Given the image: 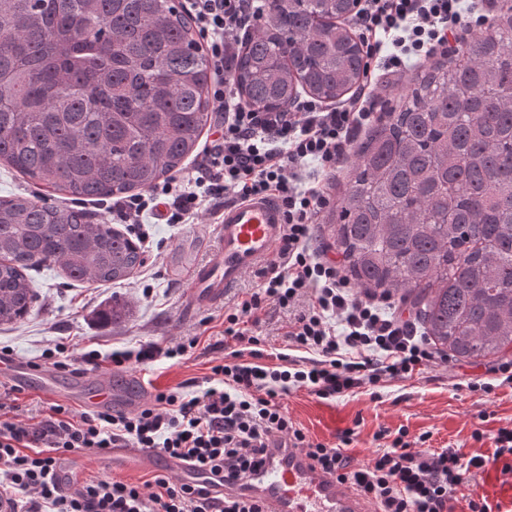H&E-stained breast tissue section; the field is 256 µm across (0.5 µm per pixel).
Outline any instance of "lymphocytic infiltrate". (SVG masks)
Here are the masks:
<instances>
[{
  "label": "lymphocytic infiltrate",
  "mask_w": 512,
  "mask_h": 512,
  "mask_svg": "<svg viewBox=\"0 0 512 512\" xmlns=\"http://www.w3.org/2000/svg\"><path fill=\"white\" fill-rule=\"evenodd\" d=\"M188 15L206 41L213 82V139L189 178H172L161 188L113 202L125 223H140L145 211L161 210L165 223L190 224L202 212L257 195L275 198L286 217L278 258L262 272L260 288L224 315V335L251 345L250 354L231 351L203 377V389L158 392L138 411L102 408L73 415L55 404L34 423L17 419L0 400V502L10 512H264L260 498L229 492L246 483L268 460L271 447L289 441L337 481L357 490L376 512H494L470 491L484 456L460 449L416 448L399 430L389 448L362 466L345 451L352 430L329 446L312 441L288 417L281 400L306 388L334 399L386 379H404L439 356L418 336L402 307L387 311L371 298L354 297L336 259L312 249L313 220L325 205L324 191L302 187L299 172L310 161L323 173L345 162L360 126L373 107L325 109L314 102L294 112H268L233 93L228 75L244 41L258 31L262 0H188ZM360 35L385 61L375 82L402 75L415 61L447 45L469 26L464 0H364L357 12ZM293 311L288 350L279 362L261 364L260 337L252 327L267 305ZM198 344L190 338L172 346L147 342L115 350L117 368L161 359L181 360ZM157 450L190 467L208 471L209 483L189 484L167 474L139 485L96 480L63 491L54 479L59 455L89 449Z\"/></svg>",
  "instance_id": "obj_1"
}]
</instances>
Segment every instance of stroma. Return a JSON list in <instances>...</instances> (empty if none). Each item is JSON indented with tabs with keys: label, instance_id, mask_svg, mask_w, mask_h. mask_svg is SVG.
Here are the masks:
<instances>
[{
	"label": "stroma",
	"instance_id": "stroma-1",
	"mask_svg": "<svg viewBox=\"0 0 512 512\" xmlns=\"http://www.w3.org/2000/svg\"><path fill=\"white\" fill-rule=\"evenodd\" d=\"M124 232L139 239L142 266L127 279L106 285L75 283L52 267L30 271L37 295L34 307L16 324L0 325V348L11 358L29 363L36 373L63 360L57 344H65L78 354L96 350L101 354L97 363L71 361L57 371L58 377L68 382L82 375L94 386L122 374L136 376L150 396L203 377L210 366L236 349L235 341L224 338V311L258 287L262 280L259 271L246 274L221 305L193 313L186 307L189 268L216 242L213 217L205 212L194 224H167L150 212L141 224L125 227ZM114 298L126 304L127 314L109 323L100 321L97 311ZM291 318L283 309L262 311L257 332L265 338L260 347L263 362H274L276 353L283 351ZM192 336L199 337L200 343L180 364L160 360L132 364L119 371L105 358L115 349H135L146 342L173 345ZM497 363L494 356L477 360L451 357L413 377L380 383L372 393L360 390L324 400L299 389L285 396L282 405L292 422L314 441L334 445L345 429H354L356 438L348 453L358 464L367 463L390 446L393 434L402 428L409 440L426 436V445L432 449L450 446L468 456L487 455L493 451L492 437L497 429L512 425V388L498 387L481 395L462 389L460 383L470 377L490 378ZM482 413L487 416L483 422L478 419ZM477 430L482 432V439L474 438ZM83 456L85 465L77 476L81 483L114 478L140 484L166 472L168 463L166 457L154 452L148 464L137 467H113L111 456L89 450Z\"/></svg>",
	"mask_w": 512,
	"mask_h": 512
}]
</instances>
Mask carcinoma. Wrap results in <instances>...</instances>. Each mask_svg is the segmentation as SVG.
<instances>
[{
    "mask_svg": "<svg viewBox=\"0 0 512 512\" xmlns=\"http://www.w3.org/2000/svg\"><path fill=\"white\" fill-rule=\"evenodd\" d=\"M353 0H267L233 83L283 110L335 101L366 69L342 25ZM211 70L171 0H0V161L70 195L0 198V324L36 299L28 271L114 283L140 246L84 207L182 170L211 119ZM329 224L348 278L400 297L459 359L512 346V15L435 61L357 146Z\"/></svg>",
    "mask_w": 512,
    "mask_h": 512,
    "instance_id": "1",
    "label": "carcinoma"
}]
</instances>
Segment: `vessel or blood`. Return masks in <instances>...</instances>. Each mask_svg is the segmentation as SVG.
<instances>
[{
  "label": "vessel or blood",
  "instance_id": "obj_1",
  "mask_svg": "<svg viewBox=\"0 0 512 512\" xmlns=\"http://www.w3.org/2000/svg\"><path fill=\"white\" fill-rule=\"evenodd\" d=\"M285 215L271 197L257 196L226 205L217 226V240L208 255L189 270L190 310L223 302L243 276L272 257L285 234ZM41 390L55 397L76 398L91 408L129 407L141 402L117 380L85 389L80 383H60L54 373H41ZM483 488L496 499L501 512H512V477H503L496 463L483 470ZM249 494L258 496L266 512H374L357 492L323 472L306 453L277 443L269 461L255 472Z\"/></svg>",
  "mask_w": 512,
  "mask_h": 512
}]
</instances>
